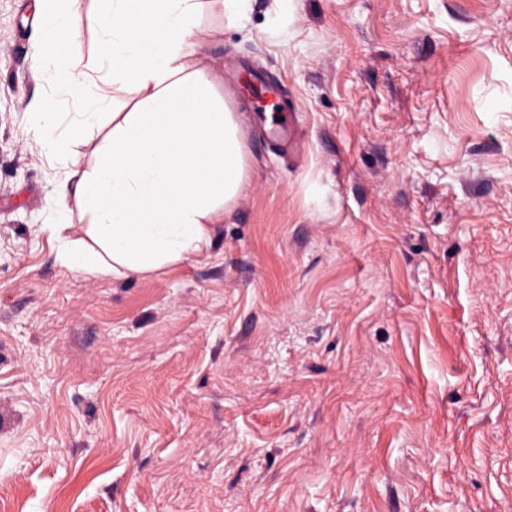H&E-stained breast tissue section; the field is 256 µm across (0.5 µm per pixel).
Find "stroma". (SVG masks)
<instances>
[{
	"label": "stroma",
	"mask_w": 512,
	"mask_h": 512,
	"mask_svg": "<svg viewBox=\"0 0 512 512\" xmlns=\"http://www.w3.org/2000/svg\"><path fill=\"white\" fill-rule=\"evenodd\" d=\"M0 0V512H512V0H201L248 179L130 276L43 232L111 130ZM298 111L281 152L249 72Z\"/></svg>",
	"instance_id": "1"
}]
</instances>
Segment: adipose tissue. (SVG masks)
I'll return each instance as SVG.
<instances>
[{"mask_svg":"<svg viewBox=\"0 0 512 512\" xmlns=\"http://www.w3.org/2000/svg\"><path fill=\"white\" fill-rule=\"evenodd\" d=\"M54 28L38 37L34 61L54 60L60 84L89 101L68 128L81 140L104 94L80 79L82 67L112 71V87L133 83L141 93L132 111L112 115V134L91 170L70 175L60 210L76 199L87 219V241L64 224L45 230L57 257L86 275L144 274L198 253L212 241L246 177L245 148L234 113L208 97V74L184 50L200 0H96L95 55L75 41L84 0H40Z\"/></svg>","mask_w":512,"mask_h":512,"instance_id":"obj_1","label":"adipose tissue"}]
</instances>
